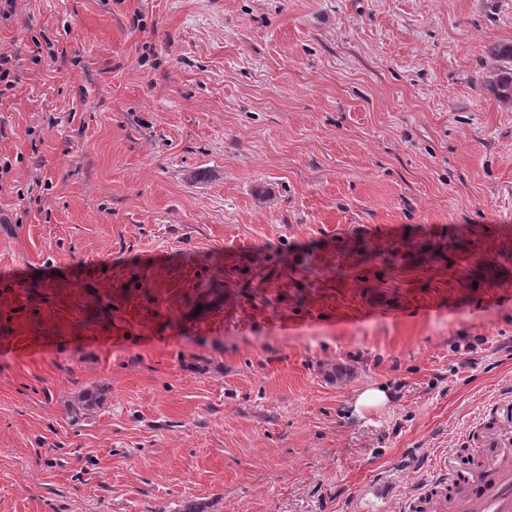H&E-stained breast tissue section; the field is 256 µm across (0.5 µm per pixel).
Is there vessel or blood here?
Listing matches in <instances>:
<instances>
[{"label": "vessel or blood", "mask_w": 512, "mask_h": 512, "mask_svg": "<svg viewBox=\"0 0 512 512\" xmlns=\"http://www.w3.org/2000/svg\"><path fill=\"white\" fill-rule=\"evenodd\" d=\"M441 478L417 488L405 512H512V397L494 401L465 456L449 453Z\"/></svg>", "instance_id": "obj_1"}]
</instances>
